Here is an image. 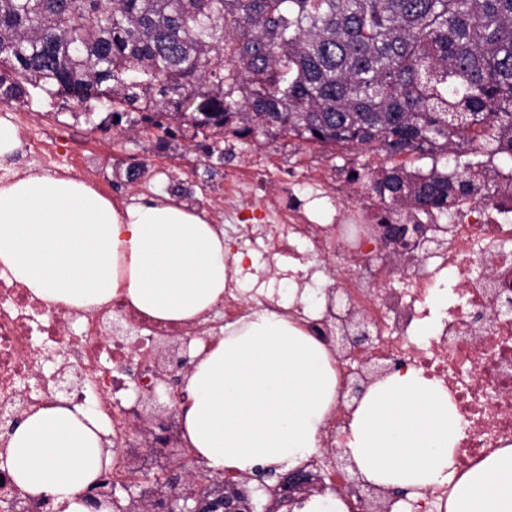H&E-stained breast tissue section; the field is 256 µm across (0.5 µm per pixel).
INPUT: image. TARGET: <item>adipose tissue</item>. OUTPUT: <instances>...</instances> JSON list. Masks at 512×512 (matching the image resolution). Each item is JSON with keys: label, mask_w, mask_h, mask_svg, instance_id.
Segmentation results:
<instances>
[{"label": "adipose tissue", "mask_w": 512, "mask_h": 512, "mask_svg": "<svg viewBox=\"0 0 512 512\" xmlns=\"http://www.w3.org/2000/svg\"><path fill=\"white\" fill-rule=\"evenodd\" d=\"M0 263L49 302L93 311L125 295L140 312L192 324L224 296L231 261L224 229L171 199L117 209L76 178L24 174L0 184ZM336 405L335 360L291 321L254 310L197 348L180 405L182 437L214 471L297 468L320 448ZM107 429L89 409L28 412L8 443L26 495L64 512H112L84 493L111 467ZM339 436L366 486L409 496L451 484L448 512H512V444L465 474L455 469L463 426L448 391L410 370L370 384Z\"/></svg>", "instance_id": "obj_1"}]
</instances>
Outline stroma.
Masks as SVG:
<instances>
[{
	"label": "stroma",
	"instance_id": "35a3bbf8",
	"mask_svg": "<svg viewBox=\"0 0 512 512\" xmlns=\"http://www.w3.org/2000/svg\"><path fill=\"white\" fill-rule=\"evenodd\" d=\"M4 112L22 114L29 139L49 132L61 148H81L82 162L73 169V176L92 182L115 207H126L141 195H168L182 198L216 224L223 223L225 211L246 205L244 199L224 195L225 178L236 172L261 173L269 202L276 201L283 180L299 179V194H319L315 217L323 224L337 206L348 201L346 170L376 167L385 159L379 150L341 152L288 137L239 139L224 134L206 138L195 135L188 124L161 149L156 145L158 130L142 122L139 111L123 112L116 124L109 110L96 102L80 104L38 89L24 99L0 102V114ZM134 161L145 162L146 170L131 182L126 169Z\"/></svg>",
	"mask_w": 512,
	"mask_h": 512
}]
</instances>
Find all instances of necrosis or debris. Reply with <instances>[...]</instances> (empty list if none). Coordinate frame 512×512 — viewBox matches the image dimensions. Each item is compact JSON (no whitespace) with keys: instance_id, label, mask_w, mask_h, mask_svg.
<instances>
[{"instance_id":"4bbe7bcc","label":"necrosis or debris","mask_w":512,"mask_h":512,"mask_svg":"<svg viewBox=\"0 0 512 512\" xmlns=\"http://www.w3.org/2000/svg\"><path fill=\"white\" fill-rule=\"evenodd\" d=\"M273 210L279 223L247 224L238 212L225 214L224 243L232 253L252 263L273 252L291 260L307 253L322 261L374 323L376 352L395 370L421 371L447 388L467 424L459 471L512 442V318H490L483 295L494 288L512 296V258L500 257L503 247L512 246L511 180L480 185L458 203L448 214L447 250L411 266L398 288L385 283V267L344 266L333 259L339 243L356 240L359 225L383 221V212L367 198L353 196L337 209L332 238L312 231L311 212L294 189L283 190ZM252 263L241 272L246 287L228 279L218 308L223 321L240 317L250 305L278 309L277 287L256 279ZM375 279L382 282L380 293H366L363 281ZM116 317L141 329L142 337L130 342L115 335ZM423 325L427 336L414 340ZM199 333L195 325L149 318L120 298L93 312L48 304L0 264V420L61 400L89 406L112 428L116 461L109 479L151 497L149 474L132 475L120 463L132 448L122 397L129 389L152 387L154 339Z\"/></svg>"}]
</instances>
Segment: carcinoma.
<instances>
[{
	"label": "carcinoma",
	"mask_w": 512,
	"mask_h": 512,
	"mask_svg": "<svg viewBox=\"0 0 512 512\" xmlns=\"http://www.w3.org/2000/svg\"><path fill=\"white\" fill-rule=\"evenodd\" d=\"M30 86L139 104L167 135L189 117L381 150L347 181L386 213L446 214L512 166V0H0V102ZM181 94L209 111H165Z\"/></svg>",
	"instance_id": "obj_1"
}]
</instances>
